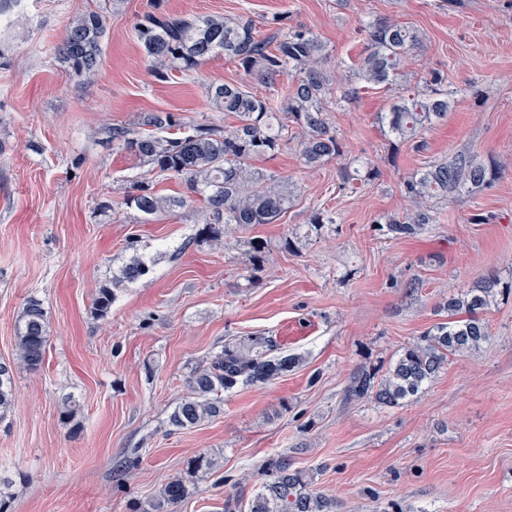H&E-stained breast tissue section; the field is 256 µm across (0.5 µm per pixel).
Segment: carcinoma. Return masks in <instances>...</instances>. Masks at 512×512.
Wrapping results in <instances>:
<instances>
[{
	"instance_id": "cac0c4a2",
	"label": "carcinoma",
	"mask_w": 512,
	"mask_h": 512,
	"mask_svg": "<svg viewBox=\"0 0 512 512\" xmlns=\"http://www.w3.org/2000/svg\"><path fill=\"white\" fill-rule=\"evenodd\" d=\"M151 73L160 81L175 74L197 72L210 58L222 54L237 64L245 76L270 88L288 81L286 101L258 95L244 83L206 84L205 93L229 122H195L175 112L151 111L133 126L114 124L104 129L116 148L146 168L148 177L133 182L123 204L146 221L172 215L198 203V236L215 247L235 241L250 273L261 270L267 243L257 237L237 235L253 224H275L288 211L293 196L277 174L252 167L259 158L272 157L294 142L303 163L317 168L345 155V146L327 118V96L336 90V103H345L369 88L389 87L397 80L408 55L420 43L417 31L389 21L375 20L363 27L366 47L358 63L346 74L321 66L322 46L304 29H278L270 38L257 33L247 18L221 15L173 14L151 10L134 25ZM106 38L105 11L92 9L72 20L58 47L61 63L82 84L93 81L102 62ZM445 76L432 71L424 89L413 97L398 96L381 122L389 138L422 150V132L448 117L452 94L444 88ZM494 162L461 153L433 163L403 182L411 208L401 216H386L377 231L391 239L417 237L427 224L436 223L434 202L446 201L462 188L483 189L499 179ZM177 178L186 195L162 194L154 179ZM336 219L326 210L315 212L306 232L286 236L284 249L298 251L309 232ZM144 255L133 256L119 273L104 282L94 299L95 314L111 311L117 291L139 280L148 270ZM512 294V281L491 276L463 293L451 294L443 304L451 320L433 325L418 341L398 349L385 374L361 367L350 377L345 393L354 402L372 401L398 408L417 397L452 356L478 351L489 338L481 317L499 296ZM49 323L42 301L29 297L23 305L16 332L19 359L30 369L45 360ZM275 342L267 336H248L224 344L207 366L192 373L190 393L174 407L168 424L188 430L224 413V395L240 386L267 384L303 362L297 354H273ZM15 400L12 370L0 363V421ZM268 479L251 501L249 512H336V502L311 490L313 478L293 468L288 458L266 461ZM189 497L180 479L168 482L159 498L142 512H176Z\"/></svg>"
}]
</instances>
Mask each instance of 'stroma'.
Masks as SVG:
<instances>
[{
  "mask_svg": "<svg viewBox=\"0 0 512 512\" xmlns=\"http://www.w3.org/2000/svg\"><path fill=\"white\" fill-rule=\"evenodd\" d=\"M91 5L22 0L0 18V362L11 365L15 386L0 421V473L13 480L8 512H139L174 477L193 485L178 512H224L231 495L249 506L262 464L277 455L316 472L314 488L336 512H512V298L486 311L484 347L451 358L405 406L345 398L358 367L385 368L444 321L438 307L448 294L492 275L512 279V0H119L107 15L99 74L82 87L55 48L67 21ZM152 5L248 17L265 35L285 20L317 37L330 69L357 62L370 21L420 35L396 83L328 112L352 156L378 168L376 180L339 190V161L310 169L292 148L256 160L287 179L295 200L280 223L249 228L269 247L254 281L235 250L198 240L193 207L146 224L120 207L142 170L104 128L157 110L217 120L204 83L243 78L218 55L197 74L155 80L132 36ZM431 70L454 92L448 118L424 131L425 150L395 145L377 116L422 89ZM459 153L496 162L499 179L439 204L437 223L416 238L378 234L377 220L408 206L404 179ZM322 209L335 223L299 253L285 251L288 230ZM132 235L155 262L99 319L93 299L129 261ZM32 295L49 319L36 371L15 355ZM259 333L303 364L225 395L223 416L171 430L192 372L228 340ZM68 396L81 405L71 421L60 409ZM203 454L220 455L222 465L191 473L189 461Z\"/></svg>",
  "mask_w": 512,
  "mask_h": 512,
  "instance_id": "1",
  "label": "stroma"
}]
</instances>
